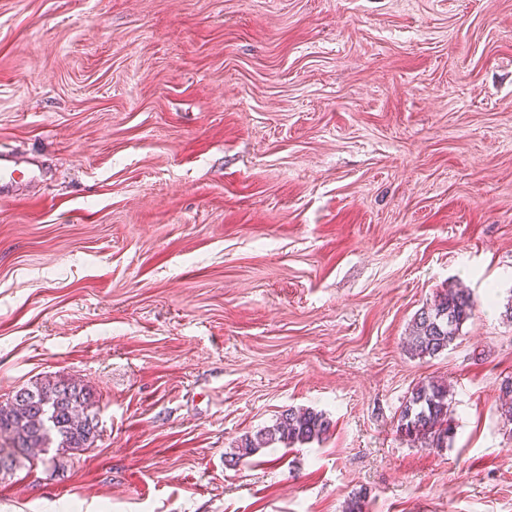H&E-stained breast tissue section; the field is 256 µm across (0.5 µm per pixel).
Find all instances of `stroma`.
I'll use <instances>...</instances> for the list:
<instances>
[{"label": "stroma", "instance_id": "35a3bbf8", "mask_svg": "<svg viewBox=\"0 0 512 512\" xmlns=\"http://www.w3.org/2000/svg\"><path fill=\"white\" fill-rule=\"evenodd\" d=\"M0 147V402L101 430L0 512H512V0H0ZM429 377L445 448L396 431ZM290 407L327 438L229 464ZM474 300L466 288H449L415 316L407 344L411 356L434 357L454 343L459 328L474 310Z\"/></svg>", "mask_w": 512, "mask_h": 512}]
</instances>
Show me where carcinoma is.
<instances>
[{"instance_id": "obj_1", "label": "carcinoma", "mask_w": 512, "mask_h": 512, "mask_svg": "<svg viewBox=\"0 0 512 512\" xmlns=\"http://www.w3.org/2000/svg\"><path fill=\"white\" fill-rule=\"evenodd\" d=\"M474 310L465 288H449L415 316L407 344L411 356L434 357L456 340ZM451 389L429 378L418 382L403 404L397 431L427 447L446 448L454 429L448 418ZM91 388L77 381L47 380L15 392L0 403V475L13 473L56 445L62 454L82 451L99 436ZM330 422L321 412L288 408L274 424L236 441L230 461L236 463L264 448H292L325 439Z\"/></svg>"}]
</instances>
